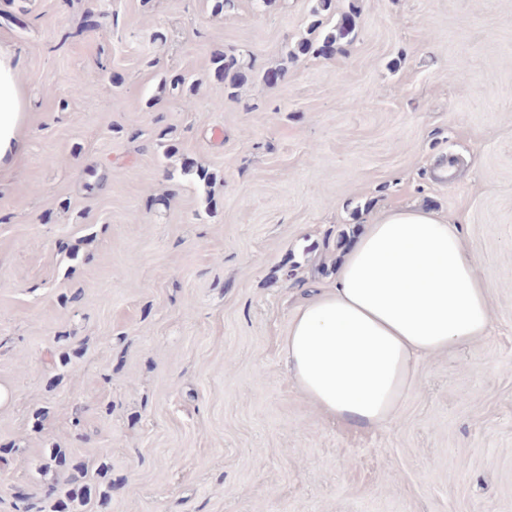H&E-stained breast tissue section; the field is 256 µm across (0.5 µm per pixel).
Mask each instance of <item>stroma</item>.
<instances>
[{"label":"stroma","mask_w":512,"mask_h":512,"mask_svg":"<svg viewBox=\"0 0 512 512\" xmlns=\"http://www.w3.org/2000/svg\"><path fill=\"white\" fill-rule=\"evenodd\" d=\"M315 4L0 0L30 112L0 172V512L67 497L56 452L88 467L72 512H512V0H336L352 40L228 97L212 52L274 66ZM414 205L461 218L495 329L347 429L280 342Z\"/></svg>","instance_id":"35a3bbf8"}]
</instances>
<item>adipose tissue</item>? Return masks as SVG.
<instances>
[{"mask_svg":"<svg viewBox=\"0 0 512 512\" xmlns=\"http://www.w3.org/2000/svg\"><path fill=\"white\" fill-rule=\"evenodd\" d=\"M26 117L17 63L0 49V169L21 154ZM489 295L457 224L388 209L345 253L334 287L310 291L295 310L280 344L290 379L335 422L391 423L423 358L491 335Z\"/></svg>","mask_w":512,"mask_h":512,"instance_id":"obj_1","label":"adipose tissue"}]
</instances>
